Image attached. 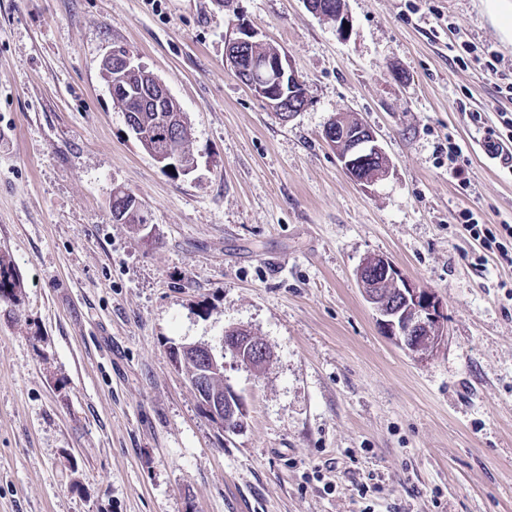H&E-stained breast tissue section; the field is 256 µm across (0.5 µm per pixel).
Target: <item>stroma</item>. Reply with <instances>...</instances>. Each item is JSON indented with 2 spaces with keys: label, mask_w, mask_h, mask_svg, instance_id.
Segmentation results:
<instances>
[{
  "label": "stroma",
  "mask_w": 512,
  "mask_h": 512,
  "mask_svg": "<svg viewBox=\"0 0 512 512\" xmlns=\"http://www.w3.org/2000/svg\"><path fill=\"white\" fill-rule=\"evenodd\" d=\"M346 34L302 0H0V512H512V266L453 217L512 224V172L478 145L512 99L481 0H345ZM245 19L285 52L307 107L282 121L233 73ZM123 45L186 113L195 168L164 171L100 77ZM481 113L484 128L469 113ZM339 113L391 160L351 180ZM471 179L460 192L448 145ZM144 226L113 222V190ZM381 255L447 316L428 357L376 324L356 278ZM244 432L221 435L171 343L221 352ZM260 35V31L247 22L241 21L235 23L234 36H229L228 40H226V60H228L232 66H235L236 61H238L237 48L252 43L263 42Z\"/></svg>",
  "instance_id": "stroma-1"
}]
</instances>
